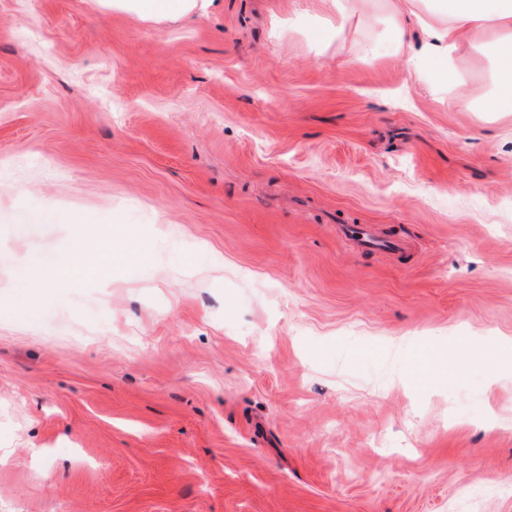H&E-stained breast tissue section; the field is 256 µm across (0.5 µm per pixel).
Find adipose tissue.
Wrapping results in <instances>:
<instances>
[{
    "label": "adipose tissue",
    "instance_id": "obj_1",
    "mask_svg": "<svg viewBox=\"0 0 512 512\" xmlns=\"http://www.w3.org/2000/svg\"><path fill=\"white\" fill-rule=\"evenodd\" d=\"M399 47L407 66L416 72H434L439 81H453L452 102L468 109L471 93L457 78V64L473 51L483 52L494 70V91L486 104L490 112H512V0H387ZM47 266L49 275L27 283L29 292L43 296L83 274L87 265L77 253Z\"/></svg>",
    "mask_w": 512,
    "mask_h": 512
}]
</instances>
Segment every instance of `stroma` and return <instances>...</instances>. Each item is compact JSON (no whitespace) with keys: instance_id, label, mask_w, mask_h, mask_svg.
<instances>
[{"instance_id":"obj_1","label":"stroma","mask_w":512,"mask_h":512,"mask_svg":"<svg viewBox=\"0 0 512 512\" xmlns=\"http://www.w3.org/2000/svg\"><path fill=\"white\" fill-rule=\"evenodd\" d=\"M450 96L380 5L0 0V512H512V115ZM136 14L142 18H168L179 13L203 9L209 0H134ZM337 235L355 247L370 252H397L403 244L394 238L378 232L369 224H340ZM63 253L68 258L63 261H55L46 264L40 257L34 256L29 258V265L48 267L49 275L47 279L27 280V288L34 296H43L47 292V288H61L70 283L73 277L83 274L88 266L83 258L68 248L63 249Z\"/></svg>"}]
</instances>
